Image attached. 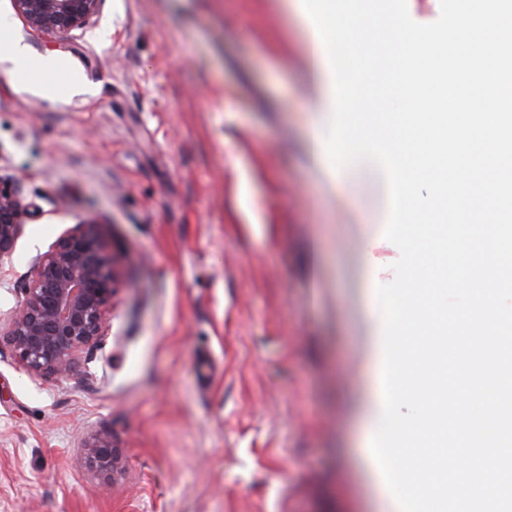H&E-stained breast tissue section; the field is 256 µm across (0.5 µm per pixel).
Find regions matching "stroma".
Here are the masks:
<instances>
[{"label":"stroma","mask_w":512,"mask_h":512,"mask_svg":"<svg viewBox=\"0 0 512 512\" xmlns=\"http://www.w3.org/2000/svg\"><path fill=\"white\" fill-rule=\"evenodd\" d=\"M13 39L73 74L12 76L0 41V175L30 217L0 263V316L30 261L87 218L120 279L80 374L0 347V512H378L354 217L304 142L307 39L293 0H104L61 39ZM253 204H238L241 189ZM108 433L123 467H92Z\"/></svg>","instance_id":"35a3bbf8"}]
</instances>
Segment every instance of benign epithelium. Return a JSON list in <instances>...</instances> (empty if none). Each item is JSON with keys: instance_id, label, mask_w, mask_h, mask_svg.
Returning a JSON list of instances; mask_svg holds the SVG:
<instances>
[{"instance_id": "benign-epithelium-1", "label": "benign epithelium", "mask_w": 512, "mask_h": 512, "mask_svg": "<svg viewBox=\"0 0 512 512\" xmlns=\"http://www.w3.org/2000/svg\"><path fill=\"white\" fill-rule=\"evenodd\" d=\"M102 2L13 0L26 26L49 38L89 28ZM22 186L18 176L0 177V260L13 253L28 218ZM96 224L98 220L91 218L73 225L32 258L22 299L6 330H0L20 364L37 377L57 379L80 371L87 354L108 336L120 271ZM87 453L109 473L122 465L107 434L87 445Z\"/></svg>"}]
</instances>
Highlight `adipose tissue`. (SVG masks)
<instances>
[{
    "instance_id": "ef3b65f1",
    "label": "adipose tissue",
    "mask_w": 512,
    "mask_h": 512,
    "mask_svg": "<svg viewBox=\"0 0 512 512\" xmlns=\"http://www.w3.org/2000/svg\"><path fill=\"white\" fill-rule=\"evenodd\" d=\"M308 66L312 76L310 103L313 107V120L306 138V150L312 164L319 168H326L327 163L323 145L321 143L323 125L332 112L330 102L333 93L330 89L332 75L327 69L324 54L317 38H310L307 45ZM386 167H373L372 163H365L350 168L342 175H329L328 180L336 189L337 202H345L357 189L366 188L388 194L389 185L385 181Z\"/></svg>"
}]
</instances>
